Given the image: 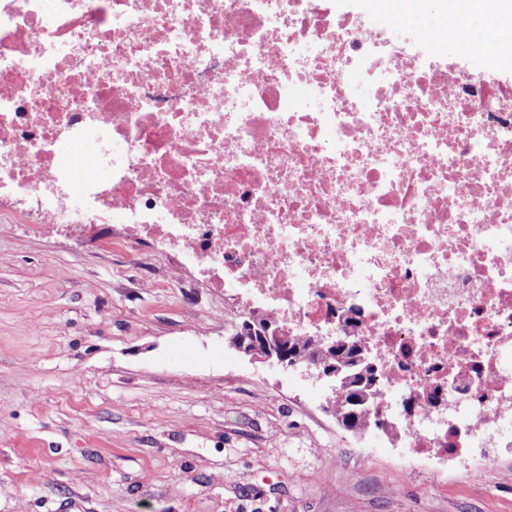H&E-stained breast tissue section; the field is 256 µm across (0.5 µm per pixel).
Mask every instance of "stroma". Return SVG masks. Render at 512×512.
<instances>
[{
	"mask_svg": "<svg viewBox=\"0 0 512 512\" xmlns=\"http://www.w3.org/2000/svg\"><path fill=\"white\" fill-rule=\"evenodd\" d=\"M106 230L0 218V512H512L511 457L404 470L229 349L222 293Z\"/></svg>",
	"mask_w": 512,
	"mask_h": 512,
	"instance_id": "obj_1",
	"label": "stroma"
}]
</instances>
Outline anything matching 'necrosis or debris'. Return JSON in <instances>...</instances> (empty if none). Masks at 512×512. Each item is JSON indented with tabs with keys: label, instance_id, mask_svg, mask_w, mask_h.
Segmentation results:
<instances>
[{
	"label": "necrosis or debris",
	"instance_id": "4bbe7bcc",
	"mask_svg": "<svg viewBox=\"0 0 512 512\" xmlns=\"http://www.w3.org/2000/svg\"><path fill=\"white\" fill-rule=\"evenodd\" d=\"M457 54L333 0H0V200L360 340L402 462L477 478L512 454V81ZM90 139L108 177L60 152ZM362 1L364 0H336V9L353 11L355 14L360 15L363 21L366 22V24L372 28L380 29L383 31L390 30L392 24L388 26L389 19L384 20L377 14L365 11L363 8ZM357 9L361 11L363 15H361Z\"/></svg>",
	"mask_w": 512,
	"mask_h": 512
}]
</instances>
